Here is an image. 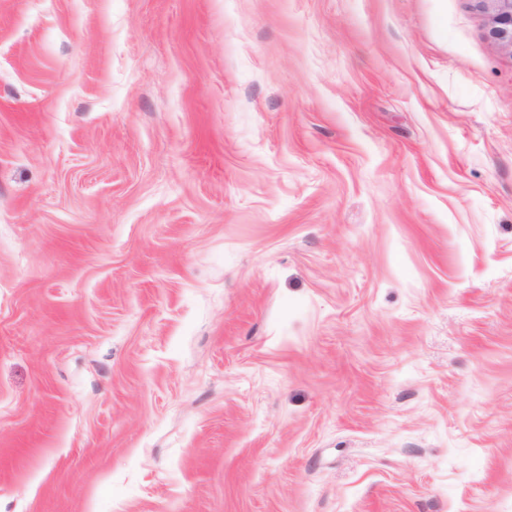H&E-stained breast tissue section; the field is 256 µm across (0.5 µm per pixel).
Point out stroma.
<instances>
[{"mask_svg":"<svg viewBox=\"0 0 512 512\" xmlns=\"http://www.w3.org/2000/svg\"><path fill=\"white\" fill-rule=\"evenodd\" d=\"M490 9L0 0V512H512Z\"/></svg>","mask_w":512,"mask_h":512,"instance_id":"35a3bbf8","label":"stroma"}]
</instances>
